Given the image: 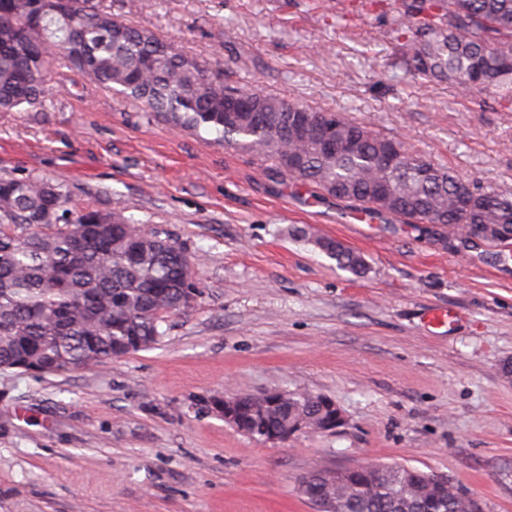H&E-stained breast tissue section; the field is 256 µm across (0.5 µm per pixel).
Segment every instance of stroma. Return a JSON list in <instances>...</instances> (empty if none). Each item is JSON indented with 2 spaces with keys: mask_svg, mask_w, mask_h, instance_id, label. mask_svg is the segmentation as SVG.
Returning <instances> with one entry per match:
<instances>
[{
  "mask_svg": "<svg viewBox=\"0 0 512 512\" xmlns=\"http://www.w3.org/2000/svg\"><path fill=\"white\" fill-rule=\"evenodd\" d=\"M233 84L338 111L512 194V104L410 79L391 0H99ZM0 112V175L64 180L194 259L198 296L155 348L35 378L0 371V512H313L320 468L398 464L512 512V247L384 215L351 223L268 166L74 73ZM330 238L364 274L315 248ZM437 311L451 314L436 327ZM322 394L333 433L225 424V392Z\"/></svg>",
  "mask_w": 512,
  "mask_h": 512,
  "instance_id": "stroma-1",
  "label": "stroma"
}]
</instances>
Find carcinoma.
Wrapping results in <instances>:
<instances>
[{
	"instance_id": "1",
	"label": "carcinoma",
	"mask_w": 512,
	"mask_h": 512,
	"mask_svg": "<svg viewBox=\"0 0 512 512\" xmlns=\"http://www.w3.org/2000/svg\"><path fill=\"white\" fill-rule=\"evenodd\" d=\"M394 22L411 78L512 102V0H395ZM51 68L75 70L144 112L268 162L320 198L408 224H493L501 232L489 244L512 241V197L435 166L398 138L341 112L226 83L94 0H0V112L44 105ZM309 122L329 124L352 148L331 153L286 130ZM392 144L402 159L385 169L380 156ZM290 156L298 165L285 164ZM316 245L340 268L364 273V259L340 242ZM196 291L192 260L170 239L142 234L121 213L78 205L62 180L0 176V370L20 372L34 359L59 373L150 349L167 317L192 308ZM319 410L320 395L285 392L243 434L262 441ZM386 474L376 480L362 470L355 480L344 469H318L309 478L339 494L340 512H403L415 498V512H469L451 479L437 489L422 485L416 468L390 465Z\"/></svg>"
}]
</instances>
